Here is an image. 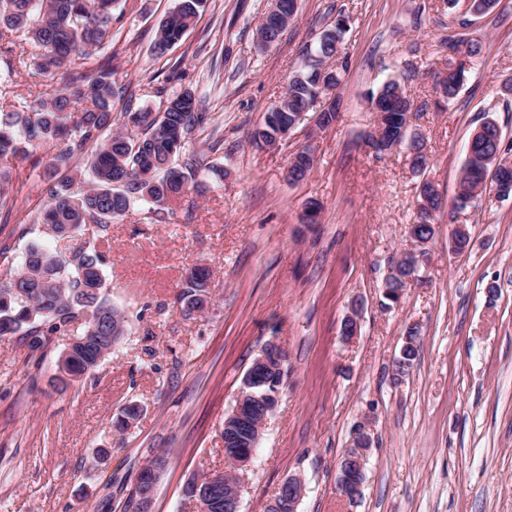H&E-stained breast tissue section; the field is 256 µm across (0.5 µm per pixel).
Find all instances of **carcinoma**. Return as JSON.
<instances>
[{"mask_svg":"<svg viewBox=\"0 0 512 512\" xmlns=\"http://www.w3.org/2000/svg\"><path fill=\"white\" fill-rule=\"evenodd\" d=\"M206 0H178L174 9L158 25L153 44L161 57L182 39L196 21ZM116 0H0V40L13 53L14 65L0 79V99L13 93L19 79L33 69L40 76L53 79L66 75L64 87L51 98H35L16 110L0 113V205L11 196L16 179L13 161L27 159L32 149L51 145L54 154L50 167L69 174L47 181L41 193L47 202L41 214L44 234L60 240L77 235L93 225L106 230L112 222L141 201L156 212L188 195L200 184L195 182L196 159L183 164L175 157L183 153L196 128L206 124L207 115L198 111L194 92L185 89L165 100V108L154 111L149 106L126 109L122 122L112 118L115 98L121 88L112 80L115 57L112 46L113 8ZM498 0H470L466 14L479 18L492 11ZM348 19L338 15L334 25L324 29L313 55L288 82V108L280 112L272 107L263 120L262 136L272 141L279 129L291 125L301 112L315 109L326 95L322 72L334 74L341 84L343 66H328L339 60ZM34 43L42 52L27 58V45ZM448 74L442 96L453 98L466 78V65L472 64L483 49L481 40L469 41L465 52L448 37ZM104 58L95 74L82 71L83 60L94 52ZM463 59H458V56ZM372 111L388 113V131L394 135L411 101L396 80L386 82L369 98ZM412 168L421 173L428 165L424 141H407ZM509 158L502 148L498 125L486 120L473 134L468 157L457 186L456 205L467 207L491 187L501 195H512V173L502 176L495 171L496 161ZM452 252L463 254L470 244L468 229L452 233ZM104 257L92 241L66 252H57L32 240L21 262L9 269L8 281L0 284V335L21 334L32 351L48 347L55 336L83 337L97 340L74 349L69 361L70 373L77 379L97 368L96 357L104 358L126 335L125 316L104 294L106 276ZM210 272L205 267L190 271L180 300L183 311H201V295ZM85 315L77 323L79 315ZM141 415L139 405L130 402L115 419V431L128 430L129 422ZM198 479L184 487L187 498L197 501L198 512H224V497L199 500Z\"/></svg>","mask_w":512,"mask_h":512,"instance_id":"obj_1","label":"carcinoma"}]
</instances>
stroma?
Masks as SVG:
<instances>
[{"instance_id": "1", "label": "stroma", "mask_w": 512, "mask_h": 512, "mask_svg": "<svg viewBox=\"0 0 512 512\" xmlns=\"http://www.w3.org/2000/svg\"><path fill=\"white\" fill-rule=\"evenodd\" d=\"M176 3L118 0L111 52L125 95L114 111L156 108L192 89L209 115L188 146L200 191L157 215L134 203L109 226L100 245L107 294L128 334L92 375L57 391L51 379L66 337L36 352L0 337V512H123L158 450L167 469L151 512H197L183 488L226 470L224 416L272 339L288 354L284 384L241 512H266L295 475L306 486L296 512H512V197L455 205L484 119L512 142V0L473 28L447 0H299L287 33L262 53L254 35L268 0H207L182 40L156 57L157 26ZM340 14L349 30L338 121L322 128L309 115L278 147L254 144L251 131ZM452 36L480 38L483 51L445 103L436 81ZM394 76L418 109L411 128L426 141L422 175L405 150L379 155L365 141L375 120L367 97ZM307 144L314 169L289 182L290 158ZM36 155L40 165L18 163L15 199L0 209V248L16 259L28 238L42 237L49 151ZM215 163L223 180L207 171ZM425 179L443 200L436 235L420 280L394 304L383 283L407 247ZM311 200L322 206L314 224L304 220ZM457 224L471 233L462 258L449 247ZM197 265L210 271V304L189 315L179 297ZM355 304L360 329L348 342L341 327ZM411 325L419 352L400 376ZM131 401L143 414L118 433L112 421ZM362 424L372 446L363 496L352 503L336 476ZM100 448L112 451L103 464Z\"/></svg>"}]
</instances>
